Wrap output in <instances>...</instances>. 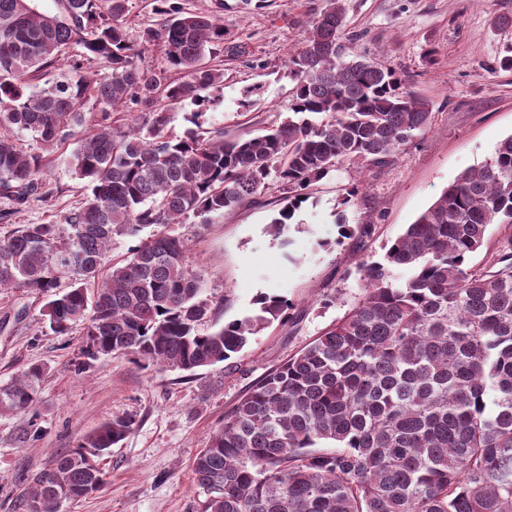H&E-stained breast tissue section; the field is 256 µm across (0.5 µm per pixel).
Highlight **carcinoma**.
<instances>
[{"label":"carcinoma","instance_id":"carcinoma-1","mask_svg":"<svg viewBox=\"0 0 512 512\" xmlns=\"http://www.w3.org/2000/svg\"><path fill=\"white\" fill-rule=\"evenodd\" d=\"M61 0L49 15L32 0H0V196L47 199L44 153L76 141L71 167L83 201L60 224H22L0 236V289L46 300L51 331L87 325L92 357L126 354L183 372L224 362L282 318L279 296L252 315L206 329L214 300L185 262L186 242L164 228L208 224L258 194L275 172L287 203L276 233L337 165L390 164L430 123L429 104L400 89L341 41L342 0H328L288 58L296 82L288 117L266 133L224 138L201 124L169 133L172 106L203 110L224 82L204 59L224 48V26L155 0L162 42L181 77L139 65L124 26L127 0ZM78 45L80 62L47 88L33 80ZM98 109L85 128L87 101ZM145 113L120 131L114 110ZM31 134L27 150L12 132ZM512 224V134L463 171L387 248L363 265L361 298L343 317L257 380L224 414L192 462L202 512H512V248L486 271L469 266L489 226ZM139 237L108 264L112 238ZM29 368L0 385V412H26L44 376ZM117 416L86 433L21 492L22 512H60L104 484L94 458L132 432Z\"/></svg>","mask_w":512,"mask_h":512}]
</instances>
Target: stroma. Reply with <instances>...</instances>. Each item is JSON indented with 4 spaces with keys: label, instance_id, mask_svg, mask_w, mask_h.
<instances>
[{
    "label": "stroma",
    "instance_id": "obj_1",
    "mask_svg": "<svg viewBox=\"0 0 512 512\" xmlns=\"http://www.w3.org/2000/svg\"><path fill=\"white\" fill-rule=\"evenodd\" d=\"M187 11L214 14L226 47L208 57L223 70L212 91L205 126L226 136L260 134L288 114L294 82L288 56L303 40L325 0H177ZM345 37L355 51L393 70L403 87L432 112L428 128L386 167L361 174L339 165L316 182L280 236L270 223L283 207L277 175L254 201L211 223L170 225L188 239L186 262L203 279L224 324L255 313L261 295L288 298V319L274 321L231 359L189 375L159 366L141 368L127 356L85 354L86 326L53 333L41 295L0 291V385L40 365L45 376L36 406L0 414V512L17 500L35 474L86 432L116 415H129V436L96 458L105 483L61 512H201L204 494L191 464L224 414L258 379L312 341L361 297V264L380 259L386 245L427 209L463 170L484 162L512 134V0H343ZM152 0H128L124 25L142 65L166 73L160 42L143 32L159 27ZM73 143L45 155L52 198L16 206L0 197V234L21 224L60 222L82 194L72 173ZM351 206L341 208L347 190ZM346 214L354 232L341 236ZM370 233H363V225Z\"/></svg>",
    "mask_w": 512,
    "mask_h": 512
}]
</instances>
